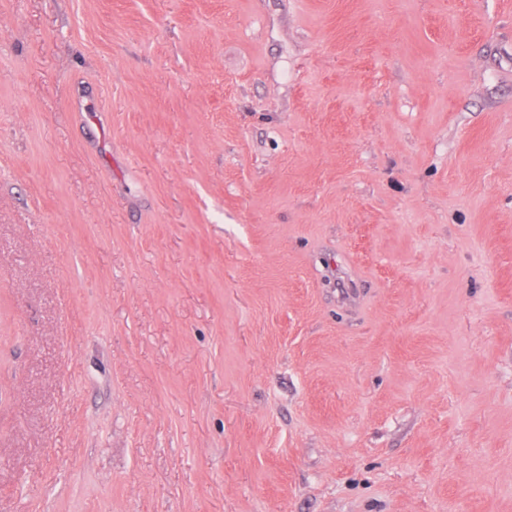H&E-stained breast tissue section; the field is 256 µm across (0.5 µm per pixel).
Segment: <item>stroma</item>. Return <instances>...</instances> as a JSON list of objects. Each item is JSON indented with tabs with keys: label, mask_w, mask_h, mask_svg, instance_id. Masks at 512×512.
Segmentation results:
<instances>
[{
	"label": "stroma",
	"mask_w": 512,
	"mask_h": 512,
	"mask_svg": "<svg viewBox=\"0 0 512 512\" xmlns=\"http://www.w3.org/2000/svg\"><path fill=\"white\" fill-rule=\"evenodd\" d=\"M0 512H512V0H0Z\"/></svg>",
	"instance_id": "obj_1"
}]
</instances>
